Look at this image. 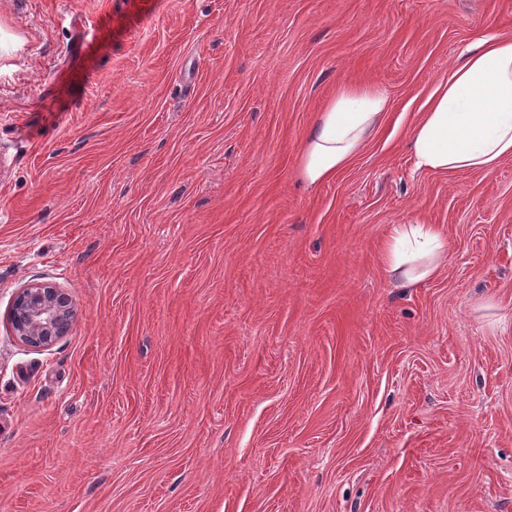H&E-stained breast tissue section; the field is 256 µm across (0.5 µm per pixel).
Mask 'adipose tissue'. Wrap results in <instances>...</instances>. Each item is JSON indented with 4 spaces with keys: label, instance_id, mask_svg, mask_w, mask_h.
Returning a JSON list of instances; mask_svg holds the SVG:
<instances>
[{
    "label": "adipose tissue",
    "instance_id": "obj_1",
    "mask_svg": "<svg viewBox=\"0 0 512 512\" xmlns=\"http://www.w3.org/2000/svg\"><path fill=\"white\" fill-rule=\"evenodd\" d=\"M371 86H342L302 144L298 174L319 185L364 149L388 110ZM417 169L453 176L488 172L512 157V36L491 34L461 52L429 94L409 135ZM448 239L436 224L394 225L384 245L387 270L407 287L436 275Z\"/></svg>",
    "mask_w": 512,
    "mask_h": 512
}]
</instances>
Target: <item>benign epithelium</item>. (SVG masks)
Returning <instances> with one entry per match:
<instances>
[{
    "label": "benign epithelium",
    "instance_id": "7a95c632",
    "mask_svg": "<svg viewBox=\"0 0 512 512\" xmlns=\"http://www.w3.org/2000/svg\"><path fill=\"white\" fill-rule=\"evenodd\" d=\"M74 310L68 295L55 284L29 283L20 288L6 315L13 336L23 345L46 349L65 336Z\"/></svg>",
    "mask_w": 512,
    "mask_h": 512
}]
</instances>
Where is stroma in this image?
Instances as JSON below:
<instances>
[{"label":"stroma","mask_w":512,"mask_h":512,"mask_svg":"<svg viewBox=\"0 0 512 512\" xmlns=\"http://www.w3.org/2000/svg\"><path fill=\"white\" fill-rule=\"evenodd\" d=\"M512 0H0V512H512V158L409 130ZM389 111L335 178L342 85ZM396 224L437 277L396 287ZM72 298L26 347L16 293ZM386 94L371 86H342L302 144L298 174L311 185L336 176L364 149L388 111ZM448 251V239L437 224H396L384 245L387 270L402 287L436 275ZM74 310L68 295L55 284L30 283L20 288L6 315L13 336L23 345L46 349L65 336Z\"/></svg>","instance_id":"obj_1"}]
</instances>
